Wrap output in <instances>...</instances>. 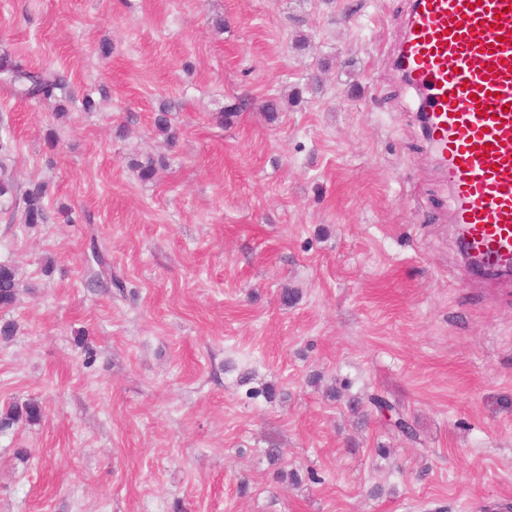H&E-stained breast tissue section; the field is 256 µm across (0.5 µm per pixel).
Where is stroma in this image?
Wrapping results in <instances>:
<instances>
[{
    "instance_id": "stroma-1",
    "label": "stroma",
    "mask_w": 512,
    "mask_h": 512,
    "mask_svg": "<svg viewBox=\"0 0 512 512\" xmlns=\"http://www.w3.org/2000/svg\"><path fill=\"white\" fill-rule=\"evenodd\" d=\"M409 6L0 0V57L71 85L60 116L0 81L13 174L48 187L45 223L0 211V263L21 283L0 311L16 325L0 409L43 410L0 435V512H494L512 498V288L475 279L456 248L394 68ZM296 88L269 119L264 101ZM164 102L172 144L153 124ZM267 383L277 400L247 398ZM371 393L421 444L351 411ZM273 444L299 484L277 479ZM367 401L372 411L376 408L379 411L392 412L395 418L391 421L390 429L398 434V436L403 437L407 442L412 444H420V434L418 430L412 425L408 419L405 417L404 413H402L398 408L394 406V404L382 394H371L368 396Z\"/></svg>"
}]
</instances>
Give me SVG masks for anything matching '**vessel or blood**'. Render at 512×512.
<instances>
[{"label": "vessel or blood", "instance_id": "vessel-or-blood-1", "mask_svg": "<svg viewBox=\"0 0 512 512\" xmlns=\"http://www.w3.org/2000/svg\"><path fill=\"white\" fill-rule=\"evenodd\" d=\"M395 64L467 264L512 269V0H410Z\"/></svg>", "mask_w": 512, "mask_h": 512}]
</instances>
